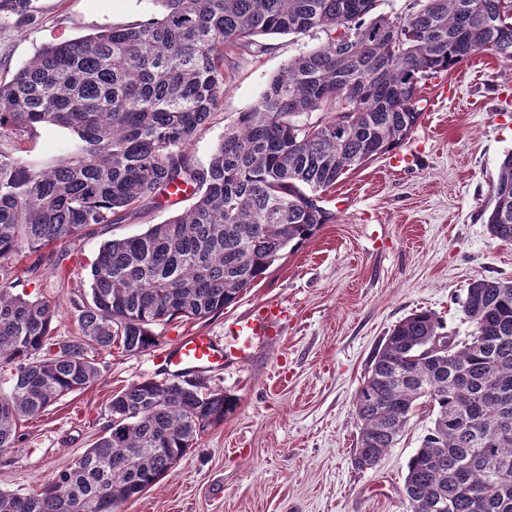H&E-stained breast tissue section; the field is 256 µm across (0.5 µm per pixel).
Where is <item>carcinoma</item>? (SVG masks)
I'll list each match as a JSON object with an SVG mask.
<instances>
[{"instance_id":"obj_1","label":"carcinoma","mask_w":512,"mask_h":512,"mask_svg":"<svg viewBox=\"0 0 512 512\" xmlns=\"http://www.w3.org/2000/svg\"><path fill=\"white\" fill-rule=\"evenodd\" d=\"M29 0H0L25 18ZM157 16L47 45L0 77V450L23 421L92 385L89 353L156 344L153 328L221 313L283 254L336 215L322 195L347 171L391 153L419 122L421 82L480 51L512 62L509 0H413L390 18L377 0H156ZM327 34L288 62L241 112L205 166L189 147L224 94L229 55L258 35ZM322 113L313 124L298 117ZM74 146L48 166L17 155L43 127ZM188 187L194 203L145 232L103 243L78 307L81 336L54 339V311L15 293L10 259L139 220ZM512 243V152L486 208ZM472 326L458 341L428 310L396 325L355 394L354 464L372 469L421 406L434 419L407 465L410 512H512V280L470 283ZM233 401L200 377L150 378L112 397L103 434L28 493L0 491V512H117L175 468Z\"/></svg>"}]
</instances>
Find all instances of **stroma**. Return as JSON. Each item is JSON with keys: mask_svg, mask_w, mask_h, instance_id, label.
Masks as SVG:
<instances>
[{"mask_svg": "<svg viewBox=\"0 0 512 512\" xmlns=\"http://www.w3.org/2000/svg\"><path fill=\"white\" fill-rule=\"evenodd\" d=\"M25 24L0 21V76L27 64L42 47L158 14L155 0H33ZM317 29L264 35L263 50L226 75L213 120L190 148L207 164L225 130L249 110L288 62L321 47ZM420 120L403 145L346 172L324 196L336 215L309 241L285 252L253 288L204 320L157 326V343L131 355L114 348L96 357L99 378L22 423L21 442L0 450V490L28 492L72 464L99 437L113 394L167 375L164 356L182 336L202 332L223 343V369L206 371L211 388L235 401L179 464L118 512H409L407 463L431 417L421 411L399 444L370 470L357 469L353 401L375 349L412 312H433L456 339L472 327L462 312L477 279L512 280V244L492 238L484 210L503 155L512 151V65L490 53L428 80ZM75 141L45 127L22 145L44 163ZM407 156L406 164L396 159ZM191 197L146 220L54 244L67 252L63 273L45 268L20 288L55 304L57 339L79 336L77 301L101 245L144 232L188 209ZM273 321L270 333L243 337L236 324ZM247 346L245 357L236 350Z\"/></svg>", "mask_w": 512, "mask_h": 512, "instance_id": "35a3bbf8", "label": "stroma"}]
</instances>
